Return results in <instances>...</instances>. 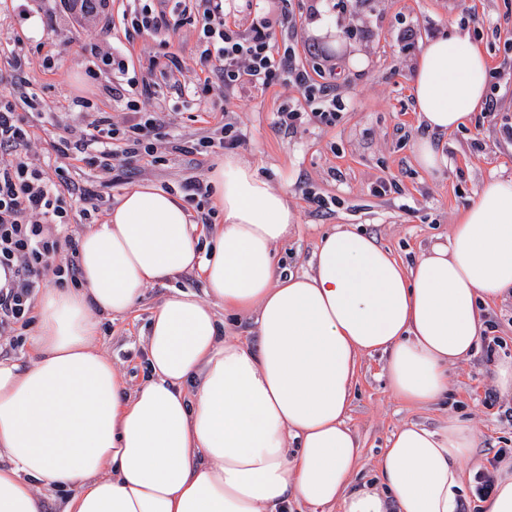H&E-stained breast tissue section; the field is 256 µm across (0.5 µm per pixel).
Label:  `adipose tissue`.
<instances>
[{
  "label": "adipose tissue",
  "instance_id": "ef3b65f1",
  "mask_svg": "<svg viewBox=\"0 0 512 512\" xmlns=\"http://www.w3.org/2000/svg\"><path fill=\"white\" fill-rule=\"evenodd\" d=\"M412 83L421 121L449 132L482 109L488 62L465 36L432 39ZM209 180L224 216L211 231L180 196L134 186L82 234L80 287L39 296L30 363L0 361V512H44L54 490L60 512H460L470 426L404 424L374 488L354 480L349 413L364 357L383 354L398 401L430 408L449 368L478 353L480 306L512 289V180L486 181L413 263L342 228L300 274L273 261L297 224L286 195L231 155ZM194 271L206 299L178 291L156 306L148 376L127 390L97 346L100 317ZM220 307L253 317L255 346L223 335Z\"/></svg>",
  "mask_w": 512,
  "mask_h": 512
}]
</instances>
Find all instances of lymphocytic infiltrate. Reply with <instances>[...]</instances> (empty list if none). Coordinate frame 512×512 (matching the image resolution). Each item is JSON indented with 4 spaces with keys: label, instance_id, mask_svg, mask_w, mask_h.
<instances>
[{
    "label": "lymphocytic infiltrate",
    "instance_id": "lymphocytic-infiltrate-1",
    "mask_svg": "<svg viewBox=\"0 0 512 512\" xmlns=\"http://www.w3.org/2000/svg\"><path fill=\"white\" fill-rule=\"evenodd\" d=\"M288 0H199L197 23L204 43L200 54L224 85L225 94L245 87H266L279 81L310 91L308 72L290 44H278L286 31ZM248 15L246 30L226 23L231 13ZM166 126L157 112L133 111L123 127L108 112H92L77 139L55 143L58 157L83 154L89 165L110 167L113 140L123 137L130 154H153V141ZM30 124L14 105L0 106V335L11 336L35 320L33 304L44 276L58 285H78V244L65 228L73 203L91 202L96 190L67 178L51 179L28 153Z\"/></svg>",
    "mask_w": 512,
    "mask_h": 512
}]
</instances>
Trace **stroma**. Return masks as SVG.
Here are the masks:
<instances>
[{
    "mask_svg": "<svg viewBox=\"0 0 512 512\" xmlns=\"http://www.w3.org/2000/svg\"><path fill=\"white\" fill-rule=\"evenodd\" d=\"M28 4L31 15L43 21L39 36L0 17V44L14 46L32 60L29 81L38 96L39 115L32 121L30 152L46 164L47 175L60 167L75 183L101 187L92 217L73 214V236L102 222L127 189L140 184L174 189L187 177L207 178L225 155L218 147L201 146L187 158L165 144L162 162L136 156L107 175L74 154L59 160L58 167L49 166L53 144L79 135L84 126L82 117L69 109L76 89L92 84L95 104L111 112L114 122L124 116L107 92L113 74L88 52L91 44L100 53L119 49L129 77L152 84L154 93L142 106L165 113L170 132L180 141L198 143L225 122L243 131L246 140L235 156L285 193L297 212L294 233L274 250L278 268L292 273L307 270L319 239L339 224L356 227L403 261H412L434 243L446 241L485 180L512 179V137L502 130L505 121H512V0H352L347 6L342 0H318L316 17L310 16L307 0H294L290 25L296 60L314 86L330 85L344 109L336 124L306 123L293 132L279 129L275 120L283 105L305 106L302 91L295 87L276 83L225 98L217 77L199 61L196 0H183L182 21L165 42L132 30L130 14L139 0H103L96 14L82 20L61 0ZM319 20L338 30L342 48L315 35ZM457 26L468 29L489 58L494 76L488 95L496 101L497 112L492 118L473 113L460 129L434 134L446 164L430 173L413 156V143L424 128L414 110L410 75L419 43L450 35ZM407 28L416 33L415 46L400 39ZM357 54L365 57L364 67L353 64ZM204 81L208 93L197 104L183 105L181 86ZM381 177L395 180L396 190L375 194L372 185ZM176 290L205 293L199 274H184L146 288L139 307L100 323L99 345L129 386L139 385L147 374L144 342L150 314ZM483 323L482 333L496 340L499 358H511L512 296L489 306ZM381 367V356L363 360L352 400L350 425L358 434L362 460L357 483H374L376 462L400 425L420 422L435 428L447 414L476 431L472 466H487L501 448L512 457V421L504 415L512 408V398L499 395L491 366L482 357L452 367L447 401L429 410L407 407L392 397L379 377Z\"/></svg>",
    "mask_w": 512,
    "mask_h": 512,
    "instance_id": "35a3bbf8",
    "label": "stroma"
}]
</instances>
